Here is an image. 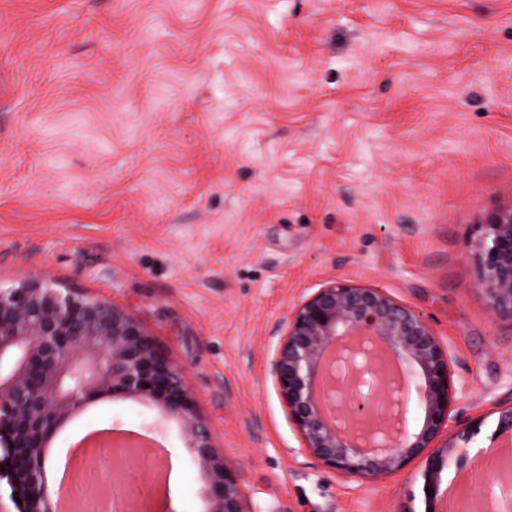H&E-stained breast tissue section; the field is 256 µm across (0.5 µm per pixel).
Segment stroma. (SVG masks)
I'll return each instance as SVG.
<instances>
[{"label":"stroma","instance_id":"1","mask_svg":"<svg viewBox=\"0 0 512 512\" xmlns=\"http://www.w3.org/2000/svg\"><path fill=\"white\" fill-rule=\"evenodd\" d=\"M512 200V0H0V287L123 309L186 377L244 512H422L420 461L376 481L300 449L271 358L332 280L383 289L448 352L459 420L512 401L482 222ZM179 419L103 398L101 427Z\"/></svg>","mask_w":512,"mask_h":512}]
</instances>
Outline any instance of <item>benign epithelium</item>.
<instances>
[{
  "mask_svg": "<svg viewBox=\"0 0 512 512\" xmlns=\"http://www.w3.org/2000/svg\"><path fill=\"white\" fill-rule=\"evenodd\" d=\"M479 280L492 313L512 319V201L484 220ZM278 393L301 449L333 472L379 479L421 457L424 510L442 512L441 473L468 466L461 445L486 416L460 421L448 352L423 317L380 288L329 282L292 311L272 361ZM424 410L410 431L411 393ZM149 401L179 418L205 477V512H242L237 474L195 413L183 371L123 310L49 283L0 289V478L16 512H56L61 489L46 483L45 448L92 397ZM493 440H512V402L493 406ZM27 449L34 466L20 475ZM26 482L29 493L19 492Z\"/></svg>",
  "mask_w": 512,
  "mask_h": 512,
  "instance_id": "benign-epithelium-1",
  "label": "benign epithelium"
}]
</instances>
